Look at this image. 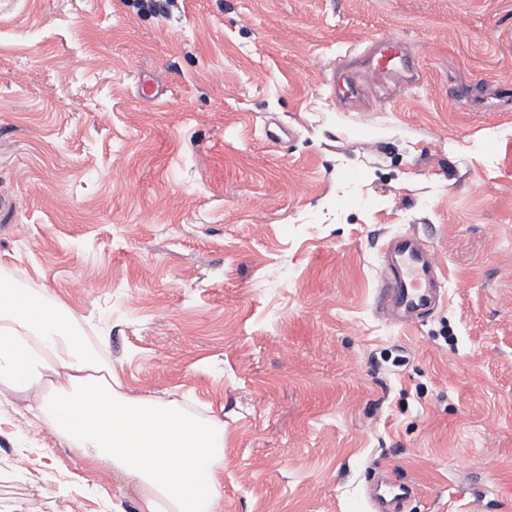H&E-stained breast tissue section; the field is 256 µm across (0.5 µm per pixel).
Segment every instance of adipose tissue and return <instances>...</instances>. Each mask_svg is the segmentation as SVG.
<instances>
[{
	"label": "adipose tissue",
	"instance_id": "ef3b65f1",
	"mask_svg": "<svg viewBox=\"0 0 512 512\" xmlns=\"http://www.w3.org/2000/svg\"><path fill=\"white\" fill-rule=\"evenodd\" d=\"M34 409L90 465L136 482L138 512H222L224 428L118 389L59 305L0 280V394Z\"/></svg>",
	"mask_w": 512,
	"mask_h": 512
}]
</instances>
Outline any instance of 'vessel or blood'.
Returning a JSON list of instances; mask_svg holds the SVG:
<instances>
[{"mask_svg":"<svg viewBox=\"0 0 512 512\" xmlns=\"http://www.w3.org/2000/svg\"><path fill=\"white\" fill-rule=\"evenodd\" d=\"M361 58L364 83H408L413 79L412 58L397 42L373 39ZM387 250L389 255L380 264L378 306L396 323L406 326L428 312L439 298L435 250L418 235L407 233L393 236ZM416 492L411 483L390 475L381 477L365 490L368 512H404Z\"/></svg>","mask_w":512,"mask_h":512,"instance_id":"1","label":"vessel or blood"}]
</instances>
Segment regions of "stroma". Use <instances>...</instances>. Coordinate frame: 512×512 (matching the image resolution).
<instances>
[{
  "mask_svg": "<svg viewBox=\"0 0 512 512\" xmlns=\"http://www.w3.org/2000/svg\"><path fill=\"white\" fill-rule=\"evenodd\" d=\"M135 2L0 0V277L223 425V512H366L378 470L409 512H512V0ZM375 37L419 81L337 97ZM401 232L446 286L409 326ZM137 497L0 395V512ZM380 264L378 306L402 326L428 312L439 298L433 245L416 234H397Z\"/></svg>",
  "mask_w": 512,
  "mask_h": 512,
  "instance_id": "1",
  "label": "stroma"
}]
</instances>
